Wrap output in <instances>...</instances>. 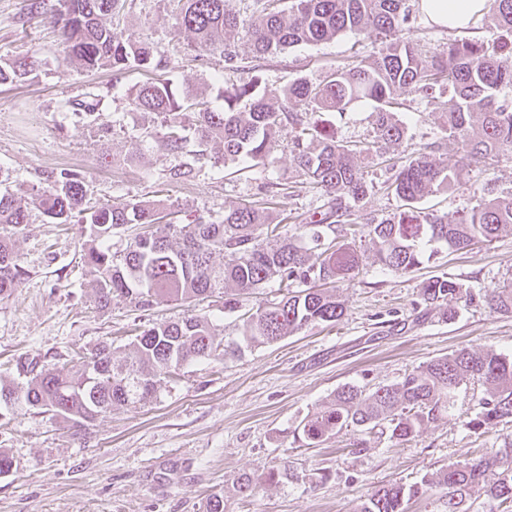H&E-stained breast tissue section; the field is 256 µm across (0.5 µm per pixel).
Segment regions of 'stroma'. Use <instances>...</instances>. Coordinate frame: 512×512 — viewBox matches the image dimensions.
<instances>
[{"label": "stroma", "instance_id": "35a3bbf8", "mask_svg": "<svg viewBox=\"0 0 512 512\" xmlns=\"http://www.w3.org/2000/svg\"><path fill=\"white\" fill-rule=\"evenodd\" d=\"M55 2L45 0L36 13L31 0H0V62H39L26 80L0 86V174L11 189L31 199L51 172L75 168L87 177L91 202L142 200L160 190L188 223L199 216L222 220L225 211L260 199L261 184L296 179L284 147L247 178L207 164L190 181H168L171 168L193 163L196 140L188 139L177 154L161 148L157 120L129 106L132 86L145 79L142 72L89 73L69 63L51 21ZM176 7V0H125L114 21L153 44L167 63L166 78L223 107L218 90L239 75L226 68L220 52L197 57L187 51L190 34L173 28ZM377 50L350 33L289 48L263 61L261 90L269 98L281 96L296 77L314 80ZM91 86L102 96L110 132L75 125L65 110ZM374 110V102L365 101L322 119L337 139L369 140ZM401 118L407 134L392 157L422 150L444 134L434 105L421 97L408 96ZM358 164L374 184L365 212H396L399 200L381 189L392 175L388 166L364 156ZM457 174L456 191L428 197L422 208L452 222L472 207V185L489 180L498 191H512V154L484 167H460ZM87 240L84 225L54 224L31 209L15 242L26 278L0 299L1 383L24 382L23 365L70 370L75 352L107 339L125 346L131 325L183 313V306L166 301L142 312L121 298L100 311L83 264ZM356 247L360 273L335 290L345 309L335 326H311L277 343L245 348L222 364L185 366L161 381L151 401L113 411L82 431L46 414L0 426V450L14 460L12 470L0 475V512H203L216 492L224 495L225 512H353L384 485H410L502 446L512 422L476 433L465 426L482 391L477 384L462 386L448 414L403 442L375 431L357 453L347 430L314 448L295 441L294 429L344 386L370 391L460 348L512 356V316L492 313L485 301L488 290L512 282V232L468 251L441 249L409 274L384 270L367 238L357 239ZM443 272L473 295L451 320L417 304L420 283ZM283 468L287 480L264 482L269 471ZM244 475L258 481L248 497L236 485Z\"/></svg>", "mask_w": 512, "mask_h": 512}]
</instances>
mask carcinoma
<instances>
[{
    "instance_id": "obj_1",
    "label": "carcinoma",
    "mask_w": 512,
    "mask_h": 512,
    "mask_svg": "<svg viewBox=\"0 0 512 512\" xmlns=\"http://www.w3.org/2000/svg\"><path fill=\"white\" fill-rule=\"evenodd\" d=\"M177 3L174 27L193 35L191 49L220 50L227 67L239 72V80L222 91L220 110L160 76L136 85L129 105L156 117L166 151L182 150L190 124L203 146L198 162H231L241 174L266 167L282 133L289 132L298 176L323 200L319 218L296 213L283 217V224L270 223L269 212L289 195L285 184L270 183L263 187L261 201L225 212L218 223L200 217L188 224L164 223L173 208L165 199L89 206L81 171L62 168L52 173L37 191V208L52 223L75 222L89 229L83 259L93 277L98 309H109L116 297L145 312L162 299L190 305L217 294L224 296L225 310L235 311L241 296L271 281L281 298L249 310L236 340H217L207 316L187 313L138 328L122 353L106 341L97 344L80 357L71 374L44 365L32 368L24 385H0V418L35 410L86 427L115 409L151 399L161 378L180 366L200 359L221 361L244 346L271 344L310 326L335 324L344 308L331 289L360 272L357 250L340 240L338 227L343 224L369 238L379 265L404 274L423 264L434 243L460 251L491 242L512 227V192L499 194L490 183L473 190L475 205L452 224L433 212L416 210L429 196L458 185L457 168L448 166V154L470 165L512 153V98L498 96L512 89V0H490L489 12L502 31L493 49L479 40L454 39L440 57L423 55L409 37L426 18L410 0H288L286 5L283 0H256L249 23L253 56L248 61L231 50L241 25L231 0ZM121 7L120 0H57L54 23L66 59L88 72L109 69L116 75L163 69L150 44L106 23ZM347 32L380 42L377 54L356 64H339L318 81L296 78L280 103L260 95L258 61ZM32 71L33 63L25 60L0 64V84ZM411 94L440 109L446 136L415 157L387 159L394 174L384 190L402 205L385 218L368 216L364 201L374 185L365 180L355 159L363 154L382 159L380 145L403 140L406 130L398 111L402 97ZM362 101L377 104L371 142L340 143L316 119L319 112L343 114ZM100 104L99 95L87 93L73 109L77 122L109 131ZM440 151L442 158H430ZM288 219L293 223L286 224ZM28 223V207L15 192L0 191V297L24 281L26 272L10 241ZM130 224L141 225L142 232L124 250L112 251V233ZM450 299L466 303L472 295L443 273L422 284L418 304L444 306L451 320L457 308L448 305ZM487 304L495 313L512 315V285L492 289ZM469 380L485 386V393L466 422L468 429L512 419V357L462 348L374 391L356 386L336 391L327 405L303 420L297 435L308 447L342 429L355 434L378 429L392 440L407 441L447 413ZM437 486L447 489L448 512H461L460 505L476 487L492 499L512 501V438L505 437L493 455L419 483L383 486L355 512H405L406 502Z\"/></svg>"
}]
</instances>
